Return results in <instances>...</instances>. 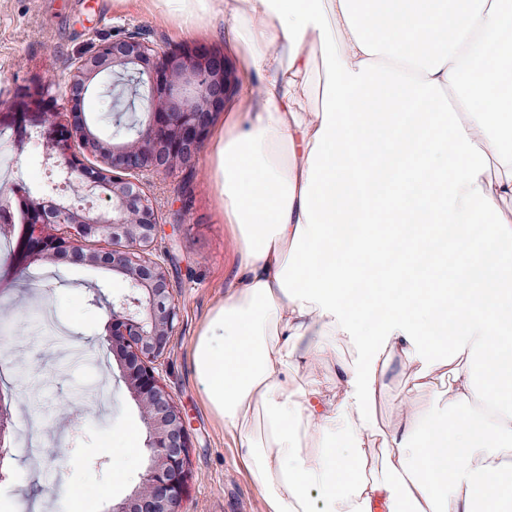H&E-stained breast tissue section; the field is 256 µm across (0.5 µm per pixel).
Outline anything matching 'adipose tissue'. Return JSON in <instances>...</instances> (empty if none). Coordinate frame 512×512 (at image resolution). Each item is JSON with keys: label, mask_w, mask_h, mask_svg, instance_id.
Listing matches in <instances>:
<instances>
[{"label": "adipose tissue", "mask_w": 512, "mask_h": 512, "mask_svg": "<svg viewBox=\"0 0 512 512\" xmlns=\"http://www.w3.org/2000/svg\"><path fill=\"white\" fill-rule=\"evenodd\" d=\"M155 2L249 76L210 147L240 285L191 357L267 512H512V0ZM403 224L469 246L404 289Z\"/></svg>", "instance_id": "obj_1"}]
</instances>
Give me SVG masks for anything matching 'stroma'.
<instances>
[{
  "label": "stroma",
  "mask_w": 512,
  "mask_h": 512,
  "mask_svg": "<svg viewBox=\"0 0 512 512\" xmlns=\"http://www.w3.org/2000/svg\"><path fill=\"white\" fill-rule=\"evenodd\" d=\"M136 33L162 48L204 43L228 57L236 51L224 22L205 19L187 33L163 19L152 0H0V99L38 82L62 95L68 74L95 44ZM111 72L90 83L89 123L102 138L126 140L117 126ZM194 206L175 207L183 186ZM145 191L158 211L159 251L179 319L157 365L161 381L184 411L190 433V478L185 512H265L261 490L245 470L240 450L204 404L190 359L192 343L212 309L235 282V244L218 206L207 154L193 175L176 170L147 180ZM104 267L70 260L30 268L10 292L0 295L7 332L0 333V390L12 393L15 429L8 476L0 481V512H65L63 484L75 478L99 489L86 512H108L113 501L139 483L138 470L114 478L108 464V430L130 427L138 442L146 432L112 353L103 340L105 299L122 289ZM82 316L74 318L71 301Z\"/></svg>",
  "instance_id": "stroma-1"
}]
</instances>
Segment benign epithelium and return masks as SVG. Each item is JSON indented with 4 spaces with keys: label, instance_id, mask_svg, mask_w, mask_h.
Listing matches in <instances>:
<instances>
[{
    "label": "benign epithelium",
    "instance_id": "7a95c632",
    "mask_svg": "<svg viewBox=\"0 0 512 512\" xmlns=\"http://www.w3.org/2000/svg\"><path fill=\"white\" fill-rule=\"evenodd\" d=\"M108 70L131 73L148 88L147 120L123 142L99 137L86 117L89 83ZM235 79L228 58L213 47L194 44L168 52L129 34L99 43L79 58L70 73L65 111H57L56 100L41 85L0 109V127L13 132L17 151L37 143L73 195L112 203L93 210L12 188L0 191L25 213L22 224L0 225V233L15 242L10 265L0 271L1 293L15 287L32 264L67 254L123 277L124 288L106 303L105 346L141 410L146 460L138 486L109 512H183L189 432L181 408L155 372L167 354L178 309L169 271L154 254L159 220L144 178L175 168L193 172ZM10 402L0 396V463L8 453Z\"/></svg>",
    "mask_w": 512,
    "mask_h": 512
}]
</instances>
